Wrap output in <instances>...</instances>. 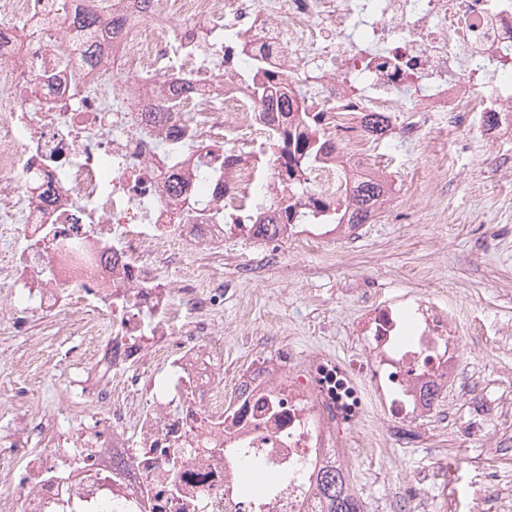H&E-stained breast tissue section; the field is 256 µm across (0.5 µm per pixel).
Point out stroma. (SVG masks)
I'll list each match as a JSON object with an SVG mask.
<instances>
[{
    "label": "stroma",
    "instance_id": "35a3bbf8",
    "mask_svg": "<svg viewBox=\"0 0 512 512\" xmlns=\"http://www.w3.org/2000/svg\"><path fill=\"white\" fill-rule=\"evenodd\" d=\"M469 147L459 150V140ZM393 187L373 223L349 247L299 253L281 246L269 265L265 245L234 229L224 242L186 265L218 274L224 303L213 318L224 343V372L247 356L290 347L337 360L355 351L354 329L377 294H451L468 316L464 379L451 387L445 411L424 421L389 424L382 450L363 433L347 449L350 480L363 512H512V182L482 181L473 163L486 147L477 134L452 129L439 143L391 141ZM452 182L423 199L411 186ZM63 315L31 313L29 334L55 355L58 389L68 376L54 336ZM489 390L501 410L470 438L476 396ZM483 500H475V487Z\"/></svg>",
    "mask_w": 512,
    "mask_h": 512
}]
</instances>
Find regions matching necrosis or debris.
I'll use <instances>...</instances> for the list:
<instances>
[{
	"mask_svg": "<svg viewBox=\"0 0 512 512\" xmlns=\"http://www.w3.org/2000/svg\"><path fill=\"white\" fill-rule=\"evenodd\" d=\"M72 0H0V332L27 314H67L79 395L30 399L12 387L0 419V512H321L317 471L344 463L356 431L428 417L462 379L456 311L432 298L372 297L357 352L336 362L291 348L256 356L224 385L212 316L222 293L204 267L169 278L165 262L223 242L220 224L185 218L188 201L230 212L278 202L291 188L348 199L350 165L390 164L362 119L419 142L468 127L486 144L512 131V0H114L123 17L95 68L69 26ZM248 35L326 124L336 152L282 183L275 167L238 158L212 187L193 158L159 150L169 125L202 145L239 144L266 127L243 71L213 67ZM188 78L170 123L149 125L159 80ZM498 116L487 125L486 113ZM56 191L39 202L31 181ZM352 224H282L269 238L302 251L352 239ZM94 360H87L86 350ZM162 378L143 381L142 367Z\"/></svg>",
	"mask_w": 512,
	"mask_h": 512,
	"instance_id": "obj_1",
	"label": "necrosis or debris"
}]
</instances>
